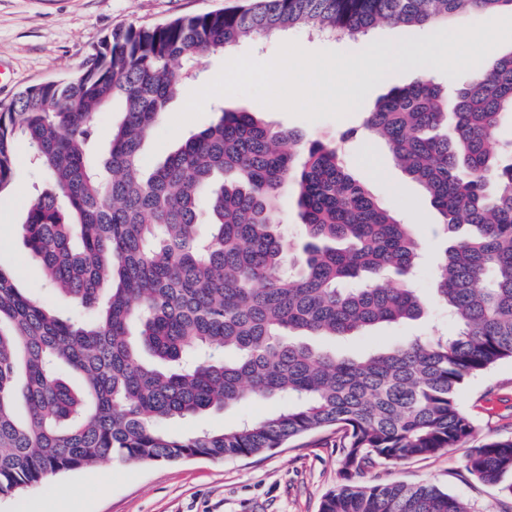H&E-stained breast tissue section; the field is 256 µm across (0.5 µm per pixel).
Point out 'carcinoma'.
I'll return each instance as SVG.
<instances>
[{
  "label": "carcinoma",
  "mask_w": 512,
  "mask_h": 512,
  "mask_svg": "<svg viewBox=\"0 0 512 512\" xmlns=\"http://www.w3.org/2000/svg\"><path fill=\"white\" fill-rule=\"evenodd\" d=\"M505 11L512 0H259L116 28L77 74L0 107V193L23 144L53 182L27 211V245L87 312L59 314L0 268V495L109 459L222 461L332 431L345 483L321 512H470L433 484L361 481L376 462L469 440L465 471L498 486L512 512V436L479 435L457 403L471 377L512 360V156L489 149L512 119V54L448 91L403 51L400 63L419 76L391 88L363 123L442 219L448 246L434 280L446 336L357 357L308 342L417 320L427 308L416 289L379 284L390 271L411 274L420 248L336 145L221 109L152 170L142 165L183 79L177 64L293 28L358 38L381 22L432 27ZM115 105L109 149L94 162L96 114ZM290 184L307 242L288 264L276 210ZM203 198L213 215L205 230ZM249 396L289 405L222 432L163 427Z\"/></svg>",
  "instance_id": "1"
}]
</instances>
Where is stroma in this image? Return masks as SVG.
Wrapping results in <instances>:
<instances>
[{"label": "stroma", "instance_id": "35a3bbf8", "mask_svg": "<svg viewBox=\"0 0 512 512\" xmlns=\"http://www.w3.org/2000/svg\"><path fill=\"white\" fill-rule=\"evenodd\" d=\"M255 0H0V107L34 85L69 77L84 65L92 49L113 29L166 23L175 18L216 10H233ZM496 41L463 52L460 63L444 66L448 52L443 29L476 31L486 22L474 14L448 22L446 27L404 28L387 23L372 30L367 40H329L294 28L280 36L246 42L236 55L274 58L282 43L295 41L306 51L334 50L362 53L367 42L396 49L417 48L431 76L445 86L462 84L474 65L512 52V14L499 13ZM227 57L208 55L197 78L180 84L162 119L152 129L143 162L153 166L169 153L173 141L160 136L184 107L190 93L211 81ZM412 79L411 70L394 65L378 74L370 89L358 95L354 112L340 119L314 122L266 107L246 96H218L208 111L177 133L186 138L207 126L214 107H240L258 112L273 127L301 132L306 140L337 144L350 172L365 182L401 223L410 225L420 244L422 259L412 284L423 295L433 293V268L447 240L441 218L417 183L412 182L372 137L360 128L367 112L395 86ZM48 175L20 151L8 192L0 194V268L17 288L47 307L69 311L71 301L46 280L43 269L26 248L23 220L37 193L51 189ZM448 329V313L431 305L421 319L400 326H379L364 335L336 340L337 351L360 354L400 343L413 336H431ZM460 408L479 433H512V361H502L472 377L458 394ZM285 405L281 399L253 397L224 409L209 410L188 421H170V433L185 435L206 430L220 432L244 419L270 416ZM331 432L313 433L255 457L215 462L195 458L174 463L138 464L116 459L52 477L41 484L0 497V512H320L326 493L344 481ZM468 445L426 459L376 465L369 473L380 483H430L463 497L471 512H502L499 487L465 477Z\"/></svg>", "mask_w": 512, "mask_h": 512}]
</instances>
